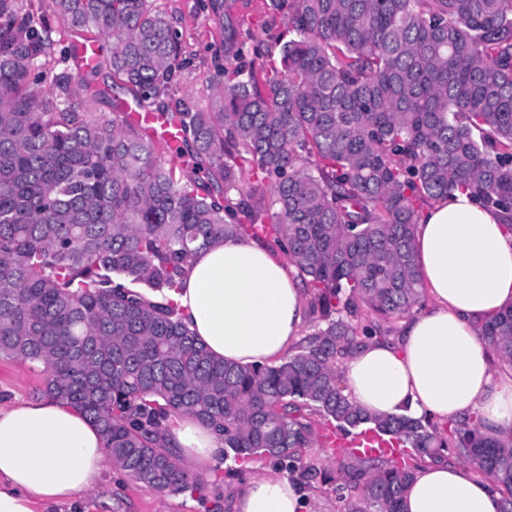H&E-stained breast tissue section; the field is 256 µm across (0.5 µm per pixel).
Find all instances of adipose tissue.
Returning a JSON list of instances; mask_svg holds the SVG:
<instances>
[{
    "instance_id": "adipose-tissue-1",
    "label": "adipose tissue",
    "mask_w": 512,
    "mask_h": 512,
    "mask_svg": "<svg viewBox=\"0 0 512 512\" xmlns=\"http://www.w3.org/2000/svg\"><path fill=\"white\" fill-rule=\"evenodd\" d=\"M413 255L427 302L403 321L397 342L368 344L347 360L352 399L372 415L464 420L511 445L512 374L496 372L478 328L512 306V231L499 212L456 190L421 212ZM171 297L212 356L241 365L280 357L304 320L305 292L291 266L253 241L198 250ZM169 436L205 479L223 468V441L194 417L176 419ZM109 460L99 427L80 410L44 397L0 407V512H50L93 489ZM497 496L470 466L428 462L404 512H495ZM232 512L311 506L297 483L270 470L249 482Z\"/></svg>"
}]
</instances>
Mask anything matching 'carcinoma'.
Wrapping results in <instances>:
<instances>
[{"label": "carcinoma", "instance_id": "1", "mask_svg": "<svg viewBox=\"0 0 512 512\" xmlns=\"http://www.w3.org/2000/svg\"><path fill=\"white\" fill-rule=\"evenodd\" d=\"M154 0H53L63 48L22 0H0V356L43 368L42 394L100 427L112 465L162 496L200 492L167 441L191 415L224 439L226 475L269 461L344 512H403L417 465L452 456L491 480L512 512V446L467 422L373 417L347 393L344 363L381 321L420 304L412 250L422 206L468 191L512 227V0H263L268 38L237 0L224 63L204 107L168 116L172 145L107 117L96 78L120 79L137 106L168 95L184 53ZM283 24L286 30H277ZM109 40L86 77L49 86L43 58L72 59L91 30ZM271 237L318 323L277 365L211 356L168 293L193 253L229 237ZM512 367V307L481 327ZM321 419L346 436L370 425L402 462L331 452Z\"/></svg>", "mask_w": 512, "mask_h": 512}]
</instances>
